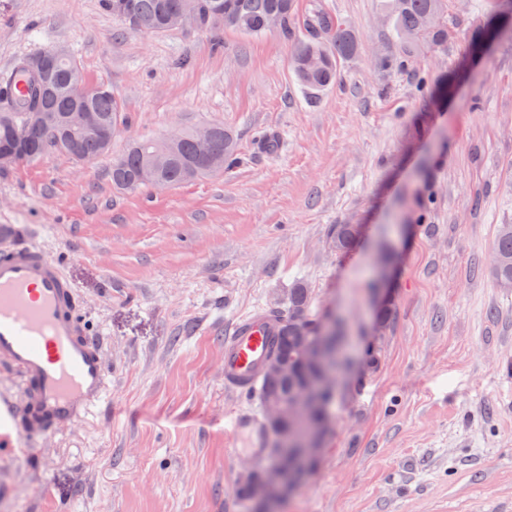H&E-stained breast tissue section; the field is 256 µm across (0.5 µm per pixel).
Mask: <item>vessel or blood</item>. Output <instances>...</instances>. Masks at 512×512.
<instances>
[{"mask_svg":"<svg viewBox=\"0 0 512 512\" xmlns=\"http://www.w3.org/2000/svg\"><path fill=\"white\" fill-rule=\"evenodd\" d=\"M275 319L263 309L239 317L224 337V389L248 396L266 361ZM0 366L14 370L20 398L0 397V457L21 455L17 440L55 433L94 413L110 377L102 342L79 315L75 288L61 262L30 243L18 224H0ZM261 455L266 430L256 412L228 422Z\"/></svg>","mask_w":512,"mask_h":512,"instance_id":"obj_1","label":"vessel or blood"}]
</instances>
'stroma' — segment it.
<instances>
[{"mask_svg":"<svg viewBox=\"0 0 512 512\" xmlns=\"http://www.w3.org/2000/svg\"><path fill=\"white\" fill-rule=\"evenodd\" d=\"M295 5L359 40L316 98L289 68L298 27L227 30L217 48L128 31L102 0H0V71L69 46L126 117L91 163L50 153L0 174V224L58 257L112 377L93 417L34 440L35 460L0 459V512H255L239 487L258 462L224 420L262 405L225 394L224 336L299 282L318 318L348 320L355 367L277 512H512V291L489 273L512 224V0H449L447 42L402 69L380 0ZM493 16L496 41L470 57ZM207 123L234 134L233 167L113 186L130 140ZM339 224L358 227L344 252ZM383 260L386 326L367 289Z\"/></svg>","mask_w":512,"mask_h":512,"instance_id":"1","label":"stroma"}]
</instances>
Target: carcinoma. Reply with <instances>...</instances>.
Listing matches in <instances>:
<instances>
[{
  "label": "carcinoma",
  "instance_id": "cac0c4a2",
  "mask_svg": "<svg viewBox=\"0 0 512 512\" xmlns=\"http://www.w3.org/2000/svg\"><path fill=\"white\" fill-rule=\"evenodd\" d=\"M124 27L135 32L164 33L170 31L167 13L176 8L180 0H104ZM204 10L200 31L218 35L233 29L250 36L268 33L267 22L271 15H282L280 31L288 33L297 23L306 32L304 39L293 48L290 64L301 88L309 95H320L336 81L338 62L358 50L355 34L335 21L322 9L308 14L295 15V0H199ZM383 9L392 23L394 35L408 48L420 41L441 45L447 41L448 26L445 13L448 0H401L398 9L392 8V0H384ZM437 15V25L425 29L423 20ZM330 34V42L325 35ZM320 57L321 63L314 70L307 69L309 56ZM26 58L15 62L13 67L0 73V153L5 150L21 154L19 162H31L50 152L66 155L76 161L94 160L108 152L112 142L106 143L94 133L83 128L79 113L92 112L99 124L116 130L123 122L122 107L112 97V90L105 85L85 86L76 89L69 85L70 71L80 67L72 53L60 58L53 69L43 78L27 75V90L18 92L16 84L24 72ZM43 108L55 113L60 125L51 129H30L25 125L29 110ZM214 150L219 155L216 168L197 157L190 135H185L168 165L153 177L144 175V161L156 139L137 140L127 152L112 165V184L121 189L136 190L145 186L170 188L190 181L200 175L214 174L234 164V141L224 127L217 125ZM332 239L336 250L352 247L356 239L353 224H338ZM492 279L512 281V224H500L490 265ZM310 291L302 284L288 290V309H272L280 322L277 346L269 355L273 361L279 357L288 359V370L265 368L259 392L265 414L271 415L269 429L272 434L287 432L290 444L288 452L297 451L296 444L306 435L309 425L307 409L302 406L300 395L303 386L313 373V367L305 351L318 336L321 322L310 316Z\"/></svg>",
  "mask_w": 512,
  "mask_h": 512
}]
</instances>
